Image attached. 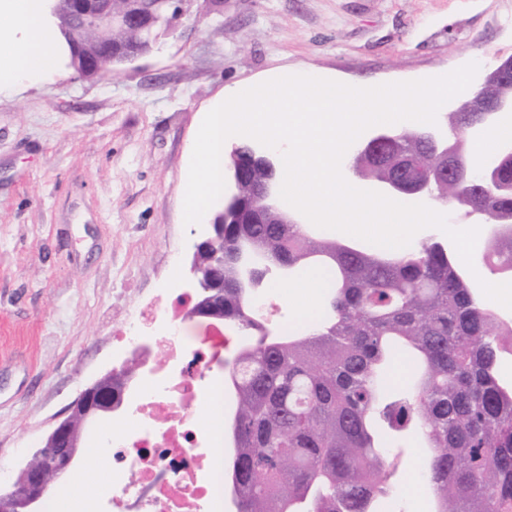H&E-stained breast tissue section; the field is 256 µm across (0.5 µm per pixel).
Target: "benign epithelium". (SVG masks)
Wrapping results in <instances>:
<instances>
[{"label": "benign epithelium", "mask_w": 512, "mask_h": 512, "mask_svg": "<svg viewBox=\"0 0 512 512\" xmlns=\"http://www.w3.org/2000/svg\"><path fill=\"white\" fill-rule=\"evenodd\" d=\"M71 4L76 22L99 34L98 40L75 58L76 72L81 77L91 79L100 75L97 61L102 56L116 58L120 64L125 65L151 53V50L137 45L115 50L109 38L110 30L116 25L137 32L150 29L155 16L147 13L138 0H134L118 16L112 14L110 0H71ZM477 98L483 102L482 111L489 125L495 123L500 115L512 112V59L507 58L495 64L492 78L483 81L478 87ZM419 131L434 154L445 159L453 157L460 166L467 167L464 155L448 143L447 131L437 125H424ZM395 138V129L376 127L370 134L360 138L359 144L369 151ZM224 179L228 182L227 190L224 191V206L207 224L203 238L194 245L190 285L196 289L202 281L198 256L206 246L224 235V222L221 218L233 214L235 224H266L270 210L276 208L279 201L280 179L276 154L266 147L252 146V159L236 161L225 170ZM247 180L251 181V203L244 206L240 202L239 189ZM379 187L391 198L410 197L424 204H430L433 200L430 175L415 182L386 178L379 181ZM188 316L224 320L218 308L199 295L188 310ZM132 378L133 375L126 373L124 367L110 370L71 402L33 454L42 463L41 468L26 463L12 487L0 490V512H42L41 504L51 492L53 483L78 461L83 431L128 407Z\"/></svg>", "instance_id": "1"}]
</instances>
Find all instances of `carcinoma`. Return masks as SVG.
I'll return each mask as SVG.
<instances>
[{
    "label": "carcinoma",
    "mask_w": 512,
    "mask_h": 512,
    "mask_svg": "<svg viewBox=\"0 0 512 512\" xmlns=\"http://www.w3.org/2000/svg\"><path fill=\"white\" fill-rule=\"evenodd\" d=\"M479 112H450L462 146ZM412 178L443 161L409 127L358 161L366 179ZM512 184V158H490ZM469 154L471 174L451 170L438 203L486 215L483 263H512V193L478 192L473 176L490 160ZM283 274L303 266L328 277V305L304 330L273 336L250 304L264 283L246 267ZM224 323L251 337L225 362L233 394L229 481L236 512H375L389 491V449L374 425L408 432L430 450L426 472L437 512H512V327L453 261L448 243L425 237L396 253L366 250L305 224L224 225ZM415 357L411 392L390 396L382 375L392 348Z\"/></svg>",
    "instance_id": "obj_1"
}]
</instances>
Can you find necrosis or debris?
<instances>
[{"label": "necrosis or debris", "instance_id": "obj_1", "mask_svg": "<svg viewBox=\"0 0 512 512\" xmlns=\"http://www.w3.org/2000/svg\"><path fill=\"white\" fill-rule=\"evenodd\" d=\"M188 300L180 293L164 319L150 304L118 339L133 359L149 347L147 371L106 448L112 490L89 512H224V457L200 412L213 402L208 378L227 339L212 321L188 327L178 313Z\"/></svg>", "mask_w": 512, "mask_h": 512}]
</instances>
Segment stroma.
<instances>
[{"instance_id":"obj_1","label":"stroma","mask_w":512,"mask_h":512,"mask_svg":"<svg viewBox=\"0 0 512 512\" xmlns=\"http://www.w3.org/2000/svg\"><path fill=\"white\" fill-rule=\"evenodd\" d=\"M512 54V0H224L196 6L159 48L95 79L0 92V487L74 398L119 366L115 339L184 287L204 227L181 213L190 151L225 87L316 72L376 86L486 67ZM106 420L54 494L112 482L94 455ZM403 512H434L427 449L391 436Z\"/></svg>"}]
</instances>
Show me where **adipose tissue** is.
Here are the masks:
<instances>
[{
    "instance_id": "obj_1",
    "label": "adipose tissue",
    "mask_w": 512,
    "mask_h": 512,
    "mask_svg": "<svg viewBox=\"0 0 512 512\" xmlns=\"http://www.w3.org/2000/svg\"><path fill=\"white\" fill-rule=\"evenodd\" d=\"M61 45L47 0H0V89L56 75Z\"/></svg>"
}]
</instances>
